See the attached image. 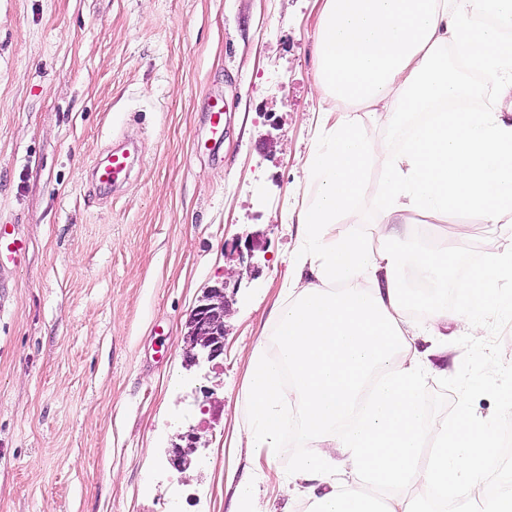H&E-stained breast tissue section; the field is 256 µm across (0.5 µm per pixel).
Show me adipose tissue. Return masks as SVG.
<instances>
[{"instance_id":"1","label":"adipose tissue","mask_w":512,"mask_h":512,"mask_svg":"<svg viewBox=\"0 0 512 512\" xmlns=\"http://www.w3.org/2000/svg\"><path fill=\"white\" fill-rule=\"evenodd\" d=\"M489 0H324L316 31L317 88L333 99L325 135L307 163L318 186L303 208L302 242L288 257L275 327L277 356L253 348L245 401L248 422L237 445L274 462L292 404L314 453L296 460L289 482L318 475L311 512H512V493L493 494L494 419L459 400L449 424L430 425L423 406L420 332L449 326L480 337L484 317H512V244L487 254L469 276L454 278L460 251L392 243V218L418 214L445 221L475 214L491 231L512 215V0L494 3V20L478 24ZM478 74L500 85L499 105L435 112L396 154L366 140L350 108L362 105L397 127L436 104L461 100ZM382 168L385 206L365 240L338 234L337 218L361 221L356 203L373 168ZM423 282L408 287L407 277ZM375 289L356 287L358 279ZM456 288V307L448 290ZM427 313L424 330L408 322L411 303ZM431 449H424V442Z\"/></svg>"}]
</instances>
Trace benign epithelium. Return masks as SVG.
Wrapping results in <instances>:
<instances>
[{"label":"benign epithelium","mask_w":512,"mask_h":512,"mask_svg":"<svg viewBox=\"0 0 512 512\" xmlns=\"http://www.w3.org/2000/svg\"><path fill=\"white\" fill-rule=\"evenodd\" d=\"M230 312L225 287L208 289L193 310L188 323L185 362L188 367H198L224 353V318ZM197 450L195 437L187 436V444L173 445L169 462L177 469L191 464V455Z\"/></svg>","instance_id":"obj_1"}]
</instances>
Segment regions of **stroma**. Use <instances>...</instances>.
Wrapping results in <instances>:
<instances>
[{
  "mask_svg": "<svg viewBox=\"0 0 512 512\" xmlns=\"http://www.w3.org/2000/svg\"><path fill=\"white\" fill-rule=\"evenodd\" d=\"M323 0H0V224L27 244L0 266V512H234L251 479L242 425L249 356L271 342L306 165L330 100L315 92ZM223 98L224 138L208 108ZM133 143L129 177L95 195L89 169ZM380 169L357 203L368 239ZM463 266L504 244L474 215L416 219L402 239ZM234 289L224 353L187 367L207 288ZM429 422L460 398L488 414L512 387V322L417 343ZM200 438L190 472L167 461Z\"/></svg>",
  "mask_w": 512,
  "mask_h": 512,
  "instance_id": "stroma-1",
  "label": "stroma"
}]
</instances>
